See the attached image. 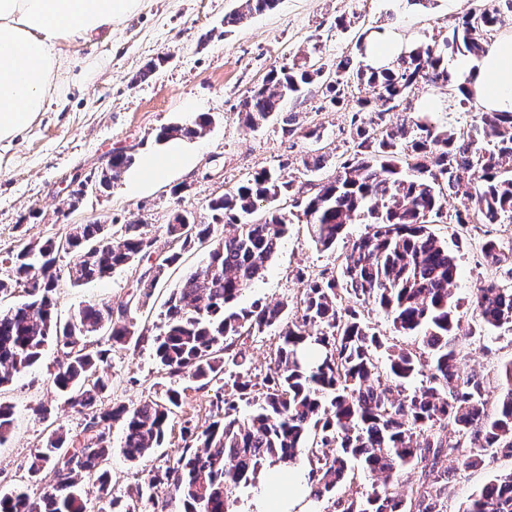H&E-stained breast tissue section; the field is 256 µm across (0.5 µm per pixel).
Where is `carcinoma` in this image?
Listing matches in <instances>:
<instances>
[{
    "mask_svg": "<svg viewBox=\"0 0 512 512\" xmlns=\"http://www.w3.org/2000/svg\"><path fill=\"white\" fill-rule=\"evenodd\" d=\"M504 9L512 11V0H484L459 19L445 47L480 55ZM332 72L324 80L319 69L283 67L242 104L244 124L256 130L280 114L285 97L319 78L332 106L345 103V87L352 82L367 90L354 106L353 153L332 178L314 185L304 216L313 241L324 249L356 217L369 220L368 231L353 241L337 273L299 275V300L235 305L263 275L288 231L289 219L271 204L292 184L269 169L251 175L235 193L212 199L209 222L175 213L164 225L162 245L140 224H123L117 232L110 224H73L65 240L23 242L0 261L7 265L0 299L25 296L0 309V388L27 373L53 341L61 352L53 384L83 416L77 433L51 430L27 467L31 479L49 469L52 482L37 496L0 495V512H88L84 481L100 504L97 512H136L134 503L112 492V427L120 424L122 451L131 462L162 447L186 379L202 389L217 387L215 406L224 413L201 426H183L181 456L148 472L146 487L164 481L171 488L162 504L137 488L138 500L151 503L153 512H236L240 486L264 468H288L304 458L307 498L329 502L326 512H444L448 456L463 469L480 467L489 452L512 458V361L501 374L490 413L487 383L465 370L456 343L458 256L429 231V224L443 219L461 228L512 223V113L484 112L471 132L459 136L430 120L382 127L377 102L408 106L427 87L453 89L443 54L430 45H413L380 70L356 67L345 56ZM371 111L376 119L361 117ZM211 124L203 114L191 124L169 125L156 142L202 137ZM132 163L133 155L113 151L112 177L103 174L100 182L118 180ZM464 185L472 191L460 192ZM458 193L460 207L443 211L440 198ZM262 202L270 208L257 218ZM197 245L208 247V258L170 294L162 330L153 336V356L169 385L135 406L107 402L112 378L100 366L110 348L145 339L135 311L165 271ZM502 250L495 239L481 248L494 265ZM153 253L160 256L155 265L148 263ZM63 254L77 256L67 271L73 285L121 268H144L127 301L86 305L63 322L56 313ZM366 303L377 306L395 331L422 333L421 345L403 347L382 338L364 319ZM471 305L485 327L512 326V266L480 283ZM271 328L278 329V343L261 382L224 378L226 364L243 365L236 343ZM255 387V408L242 420L237 401ZM12 430V406L0 402V445ZM356 462L374 478L365 494L351 487ZM404 470L417 474L409 499L392 489ZM464 512H512V471L485 483Z\"/></svg>",
    "mask_w": 512,
    "mask_h": 512,
    "instance_id": "cac0c4a2",
    "label": "carcinoma"
}]
</instances>
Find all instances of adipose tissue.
Listing matches in <instances>:
<instances>
[{
	"instance_id": "1",
	"label": "adipose tissue",
	"mask_w": 512,
	"mask_h": 512,
	"mask_svg": "<svg viewBox=\"0 0 512 512\" xmlns=\"http://www.w3.org/2000/svg\"><path fill=\"white\" fill-rule=\"evenodd\" d=\"M141 0H0V149L31 128L49 103L59 72L57 47L112 31L136 12ZM411 40L393 27L374 32L364 59L387 67L408 50ZM450 73L462 74L463 96L488 112H512V30L503 32L476 58H456ZM188 155L171 144L145 156L129 187L138 190L186 166ZM305 472L270 468L264 488L255 490L246 512H305Z\"/></svg>"
}]
</instances>
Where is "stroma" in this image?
<instances>
[{
  "label": "stroma",
  "instance_id": "stroma-1",
  "mask_svg": "<svg viewBox=\"0 0 512 512\" xmlns=\"http://www.w3.org/2000/svg\"><path fill=\"white\" fill-rule=\"evenodd\" d=\"M479 0H431L425 12L399 9L394 0H278L260 15L225 26L224 18L241 6V0H142L111 37L92 43L62 46V66L52 99L34 125L10 148L0 151V259L14 251L20 238L43 241L65 234L70 225H142L159 235L173 213L208 217L207 205L217 196L233 192L261 169L282 170L293 189L277 202L289 220V231L269 263L263 278L240 297L238 304L274 303L294 299L300 276L310 278L334 272L338 256L368 226L362 218L347 225L335 248L324 250L312 242L303 209L296 200L307 191L308 179L326 180L337 163L353 150L350 136L353 101L365 89L353 85L346 105L331 107L318 86H310L287 100L284 119L252 131L239 120L242 103L270 70L293 63L331 67L336 59L356 55L359 35L387 23L402 26L411 39L442 45L451 29ZM100 59L104 65L91 76L79 77L78 61ZM152 74L144 69L151 61ZM440 103L436 122L448 130L469 132L479 121L480 109L460 105L447 89L429 88ZM207 113L213 124L206 135L191 140L193 159L163 181L141 191L128 187L127 177L104 188L99 178L117 148L141 157L156 151L160 128L192 122ZM295 123H287V115ZM297 133H290V126ZM320 129L314 141L301 130ZM323 156L319 171L305 164ZM180 194H173V187ZM432 232L448 242H459V270L454 289L463 315L457 332L469 370L498 385L500 368L512 361V327L484 328L470 306L476 283L496 278L495 265L480 251L482 232L458 240L457 225L435 223ZM206 248L185 252L179 265L160 280L149 305L137 311L139 327L155 329L162 305L184 275L202 264ZM139 276L135 269L119 270L109 277L72 285L62 279L57 290V313L67 319L86 304L128 300ZM58 353L46 348L42 359L27 373L0 391V401L13 407L15 426L10 439L0 445V490L23 486L27 465L48 430L34 409L51 405L64 432L75 433L81 417L61 398L52 377ZM106 370L112 377L109 397L126 405L154 396L166 380L159 373L149 342L113 348ZM186 395L162 448L133 464L122 455L120 427L112 429L114 449L108 461L112 487L135 496L148 470L165 468L182 452L180 430L184 423L201 424L214 414L210 389L195 382L181 383ZM512 471V458L486 459L477 469L453 470L444 499L447 512H461L471 495L494 476Z\"/></svg>",
  "mask_w": 512,
  "mask_h": 512
}]
</instances>
